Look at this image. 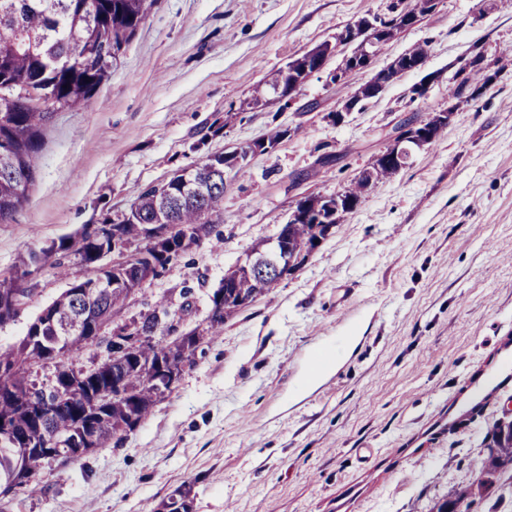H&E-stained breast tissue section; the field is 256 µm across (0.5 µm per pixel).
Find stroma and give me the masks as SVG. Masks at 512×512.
<instances>
[{
	"instance_id": "stroma-1",
	"label": "stroma",
	"mask_w": 512,
	"mask_h": 512,
	"mask_svg": "<svg viewBox=\"0 0 512 512\" xmlns=\"http://www.w3.org/2000/svg\"><path fill=\"white\" fill-rule=\"evenodd\" d=\"M388 2L156 0L91 106L55 111L29 201L0 224L2 278L201 154L290 129L226 186L220 239L144 283L116 318L163 298L180 332L206 325L225 272L276 237L299 197L342 191L400 122L453 115L293 275L227 319L124 441L44 473L38 492L0 495V512H158L186 482L195 512H429L478 478L489 432L512 410V0H437L350 84L315 74L291 104L244 105L272 72ZM418 45L422 69L328 121ZM476 48L495 76L449 108L452 75ZM427 77V97H413ZM85 273L72 256L31 267L0 353ZM350 334L346 353L336 341ZM326 356L329 371L304 387Z\"/></svg>"
}]
</instances>
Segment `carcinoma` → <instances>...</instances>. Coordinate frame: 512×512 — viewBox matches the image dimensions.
Here are the masks:
<instances>
[{"instance_id":"1","label":"carcinoma","mask_w":512,"mask_h":512,"mask_svg":"<svg viewBox=\"0 0 512 512\" xmlns=\"http://www.w3.org/2000/svg\"><path fill=\"white\" fill-rule=\"evenodd\" d=\"M155 0H0V218L14 213L28 200L36 178L37 157L43 131L57 109L87 108L94 94L108 80L141 24L148 17ZM484 56L472 52L471 57L454 73L449 98L458 100L463 84L473 91L471 97L492 80L483 74ZM313 60L305 53L291 62L290 74L278 71L269 81L275 87L283 80L303 83L309 76ZM398 170H383L371 181L359 176L341 191L352 205L342 206L330 219L336 225L343 214L355 209L364 195L378 181ZM224 204V153L205 154L189 168L176 170L164 183L144 189L132 204L129 216L103 218V223L121 226L120 241L135 246L131 258L147 270L153 264L170 262L167 253L181 257L200 244L195 235L197 224L208 225L211 235L220 223ZM176 224L179 230L170 240L152 246L141 245L142 226L160 221ZM325 224L305 221L288 223V246L291 251L309 255L326 237ZM112 236L101 241L88 231L59 238L29 261L38 263L56 253L79 259L87 274L76 281L47 307L48 314L38 316L28 327L19 345L0 353V422L5 421L25 436L15 441L0 434V487L13 483L38 487L40 470L48 464L39 444L49 429L81 435L85 418L82 401L71 409L60 411L44 405L43 420H38L31 404L45 401L47 389L25 379L27 370L47 364L48 356L57 350L67 361L87 345L82 335L86 321H99L101 327L112 323L114 315L126 306L132 288H93L101 277L112 276L102 270L98 254ZM230 269L224 279L233 287L225 289L224 299H212L207 327L193 328L183 336L169 339L159 326L155 314L134 323L139 336H156L154 344L144 343L139 349L120 358L102 359L80 385L81 397L100 396L104 402L94 419L96 447L104 448L114 439L118 428L126 424L135 429L159 402L172 394L160 389L153 363L156 348L169 350L175 358L190 347L194 356L207 335L219 334L224 321L240 311L238 296L242 293L258 298L278 283L275 278L248 279ZM24 291L15 277L0 279V306L20 305ZM491 451L481 475L471 484L457 489L448 499L432 503L430 512H452L464 502L488 490L497 472L512 465V424L499 422L490 431ZM193 486L184 483L175 489L182 512H193Z\"/></svg>"}]
</instances>
